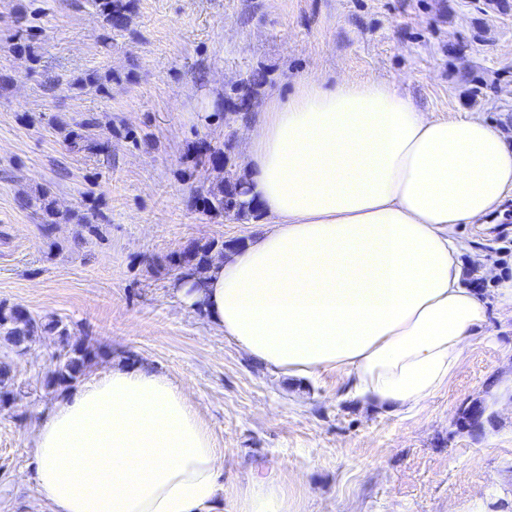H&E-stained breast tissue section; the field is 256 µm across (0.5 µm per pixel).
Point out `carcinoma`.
Listing matches in <instances>:
<instances>
[{"mask_svg":"<svg viewBox=\"0 0 512 512\" xmlns=\"http://www.w3.org/2000/svg\"><path fill=\"white\" fill-rule=\"evenodd\" d=\"M97 7L103 12L107 21L114 28H122L127 24L125 6L122 0H95ZM204 155L212 161L221 159L224 166V181L208 191L203 197V209L214 214L231 211L241 216L254 211L252 202L245 199L247 190L245 181L232 174L234 163L224 159V149L208 144ZM24 209L36 206L51 218L47 227L54 228L57 220H66L68 216L55 209L54 202L48 199L44 192L38 197V203L33 198L20 199ZM226 249L224 243L212 240L205 243L191 242L182 250L173 252L166 257V268L177 276H203L210 268L214 254H222ZM48 333L56 336L57 352L52 358V367L44 379L45 386L63 392L69 390L83 376L96 358L85 344L72 340L69 325L61 319H44L33 316L27 309L18 306H6L0 303V339L7 341L15 349L20 350L34 336ZM10 365L0 361V406L16 402L18 395L10 389Z\"/></svg>","mask_w":512,"mask_h":512,"instance_id":"1","label":"carcinoma"}]
</instances>
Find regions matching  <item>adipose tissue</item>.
Segmentation results:
<instances>
[{
  "mask_svg": "<svg viewBox=\"0 0 512 512\" xmlns=\"http://www.w3.org/2000/svg\"><path fill=\"white\" fill-rule=\"evenodd\" d=\"M265 217L174 293L253 361L336 370L362 402L405 413L459 369L488 306L463 283L480 222L512 191V144L477 118L438 119L396 84L299 77L246 143ZM34 482L49 512H288L275 471L224 487V453L166 375L117 364L38 422Z\"/></svg>",
  "mask_w": 512,
  "mask_h": 512,
  "instance_id": "ef3b65f1",
  "label": "adipose tissue"
}]
</instances>
